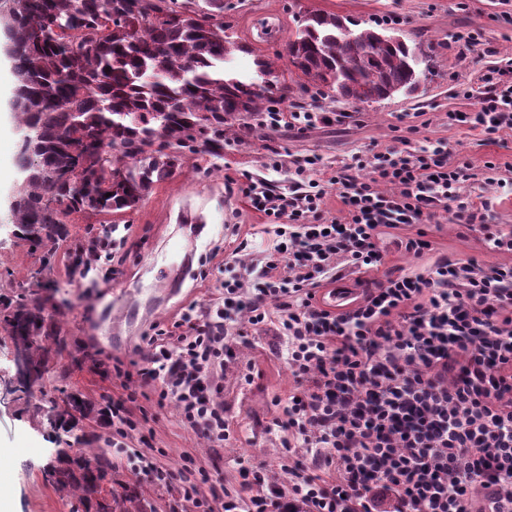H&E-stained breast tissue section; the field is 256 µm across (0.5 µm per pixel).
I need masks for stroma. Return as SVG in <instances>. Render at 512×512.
<instances>
[{
  "instance_id": "35a3bbf8",
  "label": "stroma",
  "mask_w": 512,
  "mask_h": 512,
  "mask_svg": "<svg viewBox=\"0 0 512 512\" xmlns=\"http://www.w3.org/2000/svg\"><path fill=\"white\" fill-rule=\"evenodd\" d=\"M224 25L244 49L230 67L254 71L255 59L275 62L279 84L288 97L283 112H326L330 122L312 126H270L265 116L245 115L224 127L221 155L185 153L174 173L156 183L135 209L112 215L127 225L126 241L105 269L115 275L108 284L72 276L69 254L82 242L89 227L104 218L86 210L67 218V236L55 247L39 246L11 222V207L22 180L14 170L0 180V302L18 304L38 293L48 313L56 316L63 345L49 355L42 377L20 384L15 380V342L0 323V387L10 388L0 402V480L8 489L0 496V512H95L89 498L65 505L44 472L54 462V449L63 447V430L40 424L37 408L44 394L58 390L105 406L109 395L121 393L111 363L102 360L99 346L89 339L91 324L107 325L112 314L101 300L103 288L125 291V305L149 314L151 322L173 323L185 300L200 305L216 295L214 272L224 263L223 239L202 234L190 262L166 246L167 237L190 238L195 224L236 227L239 239L249 243L241 262L261 257L273 246L263 231L267 217L254 209L242 189L251 182L269 181L291 189L298 161L316 157L313 178L324 181L357 157L396 145L404 136L414 146L447 143L454 164L466 179L460 194L473 202L489 201L488 223L512 230V131L494 140L467 124L449 123L452 112L474 111L477 102L460 97L461 88L480 91L483 76L505 57H512V0H224ZM312 11L334 13L364 28L396 32L409 45L426 50L427 72L420 89L368 104H355L334 93L318 92L283 60L285 44L303 16ZM475 33L478 45L464 49L461 36ZM431 251L414 255L404 247L412 228L382 229L378 245L381 266L354 272L338 264L337 275L355 277L359 288H371L387 277L417 273L448 258H474L485 264H512V254L491 250L480 231L456 223L452 211L435 209L423 223ZM181 269L177 284L158 278L160 267ZM209 278H201V270ZM235 360L224 369V412L233 425V438L218 455L207 443L181 425L174 407L156 411L154 420L134 431L132 448L159 455L176 468L183 453L227 490L239 488L236 462L254 458L274 463L279 436L269 425L279 403L287 402L296 382L282 354L284 342L274 324L251 325L241 320L232 328Z\"/></svg>"
}]
</instances>
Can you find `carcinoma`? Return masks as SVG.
<instances>
[{"mask_svg":"<svg viewBox=\"0 0 512 512\" xmlns=\"http://www.w3.org/2000/svg\"><path fill=\"white\" fill-rule=\"evenodd\" d=\"M0 24L10 39L17 87L13 99L21 133L18 166L25 173L12 224L37 242L62 234L73 211L132 210L154 183L168 178L181 150L217 153L224 120L238 105L255 112L271 100L274 73L255 61L256 75L224 67L246 48L224 31V0H0ZM288 63L306 82L348 96L365 85L386 99L414 88L421 61L407 45L354 30L343 19L309 13L288 39ZM23 337L24 355L41 372L59 336L47 328L39 299L4 314ZM87 413L70 395L53 397L49 425ZM80 470L54 476L62 498L102 492L107 460L84 448ZM98 512H143L138 488L109 493Z\"/></svg>","mask_w":512,"mask_h":512,"instance_id":"obj_1","label":"carcinoma"}]
</instances>
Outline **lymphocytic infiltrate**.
I'll use <instances>...</instances> for the list:
<instances>
[{
  "label": "lymphocytic infiltrate",
  "mask_w": 512,
  "mask_h": 512,
  "mask_svg": "<svg viewBox=\"0 0 512 512\" xmlns=\"http://www.w3.org/2000/svg\"><path fill=\"white\" fill-rule=\"evenodd\" d=\"M473 112H452L488 139L512 131V58L485 76ZM371 168L370 178L358 172ZM462 169L447 147H389L337 170L327 183L244 193L270 219L277 243L260 262L240 265L206 306L141 338L137 371L113 369L122 394L105 426L124 448L148 423L136 414L140 388L158 407L174 405L185 426L220 452L231 436L224 416V366L231 323L275 321L297 388L271 430L276 465L243 459L231 494L203 467L173 469L140 455L136 475L177 491L199 512H512V264L442 260L387 278L343 314L320 308L315 290L337 264L381 265L380 228L423 223L455 204L459 223L479 227L492 250L512 253V231L489 224L485 207L462 201ZM346 208L323 216L327 187ZM286 472L280 482L278 472Z\"/></svg>",
  "instance_id": "lymphocytic-infiltrate-1"
}]
</instances>
